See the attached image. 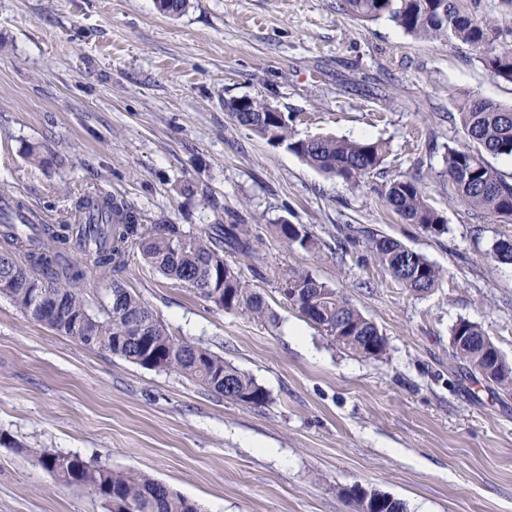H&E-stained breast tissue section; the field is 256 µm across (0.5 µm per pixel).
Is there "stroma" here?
<instances>
[{"label": "stroma", "instance_id": "35a3bbf8", "mask_svg": "<svg viewBox=\"0 0 512 512\" xmlns=\"http://www.w3.org/2000/svg\"><path fill=\"white\" fill-rule=\"evenodd\" d=\"M265 100L292 139L386 142L359 186L239 125L226 105ZM512 105L470 46L363 22L340 0H0V196L55 224L82 194L133 204L145 222L247 225L256 257L227 253L278 316L225 311L141 256L114 278L176 337L222 355L270 394L261 407L173 372L85 347L0 298V512H106L58 484L30 449L134 469L201 512H352L361 485L408 512H512V390L487 388L453 357L450 329L481 326L512 363V264L494 259L512 224L449 205L442 155L468 141L449 118L464 98ZM36 149L39 162L28 157ZM399 175L422 177L448 231L388 210ZM301 224L317 248L289 245ZM393 237L443 271L415 293L348 230ZM302 269L342 291L386 339L363 358L280 292ZM279 233L288 244H297L307 251L316 249L317 243L313 235L302 225L285 222L279 225Z\"/></svg>", "mask_w": 512, "mask_h": 512}]
</instances>
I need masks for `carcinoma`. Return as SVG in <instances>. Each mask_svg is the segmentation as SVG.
I'll use <instances>...</instances> for the list:
<instances>
[{
    "label": "carcinoma",
    "instance_id": "obj_1",
    "mask_svg": "<svg viewBox=\"0 0 512 512\" xmlns=\"http://www.w3.org/2000/svg\"><path fill=\"white\" fill-rule=\"evenodd\" d=\"M478 0H343V8L362 21L386 18L416 39L459 41L480 52L484 67L512 83V45L490 16L480 19L473 9ZM263 100L250 99L247 111L229 106L238 124L270 142L286 145L311 167L355 186L383 165L387 145L335 136L294 140L288 121ZM458 119L470 147L447 146L443 156L448 175V204H460L476 215H493L512 224V177L489 158L512 156V106L474 98L458 105ZM386 206L403 220L420 225L432 235L447 231L443 214L429 202L423 184L398 176L383 194ZM280 236L304 250L316 249L313 235L302 225H279ZM366 247L396 282L416 292L438 285L442 272L424 255L401 242L375 232ZM255 255V246L243 224H209L190 236L178 224H144L137 209L123 199L95 192L79 197L68 219L58 224H12L0 219V262L15 261L27 270L15 278L0 265V297L7 298L25 316L41 322L86 346L108 351L136 365L173 371L207 391L234 402L262 406L269 393L255 379L224 357L171 335L134 292L114 280L105 289L98 311L91 310L86 291L98 288L112 270L122 269L133 251L163 276L193 290L225 311L246 310L270 325L277 317L260 293L247 283L224 257V250ZM81 254L74 261L71 254ZM281 293L303 317L344 348L366 359H380L386 341L343 293L293 269L282 277ZM470 337L453 349L457 362L484 383L512 388V364L493 366L483 352L488 336L469 320L451 327ZM31 455L62 485L97 483L107 512H199L191 499L148 474L92 466L77 454L31 448Z\"/></svg>",
    "mask_w": 512,
    "mask_h": 512
}]
</instances>
